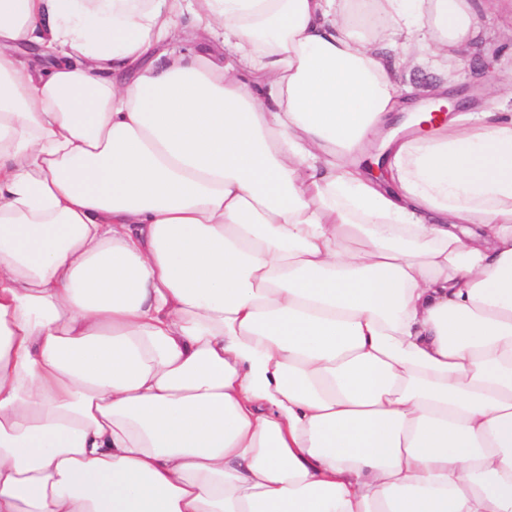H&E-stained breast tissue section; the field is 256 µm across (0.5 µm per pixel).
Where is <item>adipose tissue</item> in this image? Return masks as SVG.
<instances>
[{
    "mask_svg": "<svg viewBox=\"0 0 512 512\" xmlns=\"http://www.w3.org/2000/svg\"><path fill=\"white\" fill-rule=\"evenodd\" d=\"M478 32L0 0V512H512V110L350 162Z\"/></svg>",
    "mask_w": 512,
    "mask_h": 512,
    "instance_id": "1",
    "label": "adipose tissue"
}]
</instances>
